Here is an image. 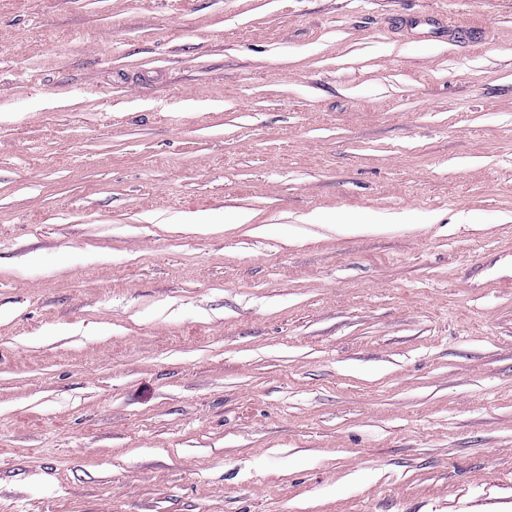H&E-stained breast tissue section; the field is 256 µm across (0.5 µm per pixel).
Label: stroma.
Masks as SVG:
<instances>
[{
	"label": "stroma",
	"instance_id": "stroma-1",
	"mask_svg": "<svg viewBox=\"0 0 512 512\" xmlns=\"http://www.w3.org/2000/svg\"><path fill=\"white\" fill-rule=\"evenodd\" d=\"M0 512H512V0H0Z\"/></svg>",
	"mask_w": 512,
	"mask_h": 512
}]
</instances>
